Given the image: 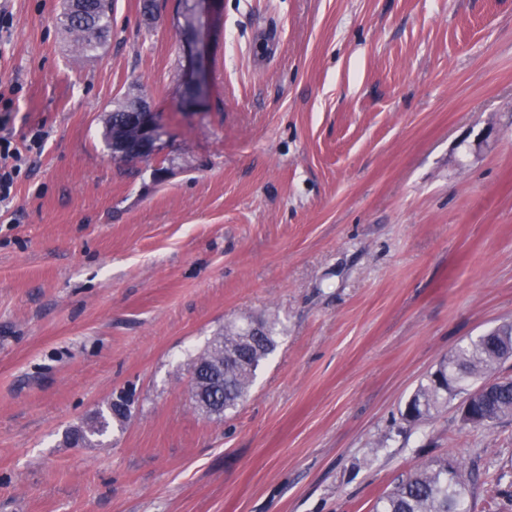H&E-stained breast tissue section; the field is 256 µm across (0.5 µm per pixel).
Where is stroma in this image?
I'll list each match as a JSON object with an SVG mask.
<instances>
[{"label":"stroma","mask_w":512,"mask_h":512,"mask_svg":"<svg viewBox=\"0 0 512 512\" xmlns=\"http://www.w3.org/2000/svg\"><path fill=\"white\" fill-rule=\"evenodd\" d=\"M115 0L77 54L62 0H0V512H372L451 457L512 512V419H403L457 345L512 320V0H223L185 111L178 0ZM274 32L260 53L257 37ZM147 93L159 155L114 159ZM278 345L223 418L189 364L230 324ZM103 445L77 428L122 390ZM26 159L14 144L9 133L0 134V202L11 197L15 178L21 172Z\"/></svg>","instance_id":"35a3bbf8"}]
</instances>
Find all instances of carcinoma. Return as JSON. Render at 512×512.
Returning a JSON list of instances; mask_svg holds the SVG:
<instances>
[{
    "instance_id": "obj_1",
    "label": "carcinoma",
    "mask_w": 512,
    "mask_h": 512,
    "mask_svg": "<svg viewBox=\"0 0 512 512\" xmlns=\"http://www.w3.org/2000/svg\"><path fill=\"white\" fill-rule=\"evenodd\" d=\"M112 0H68L62 23L73 36L80 54L102 47L111 30ZM124 103L105 118L106 141H111L115 127H127L135 138V128L128 122ZM262 338L254 343L243 340L241 329L229 326L209 342L192 363L193 397L220 403L224 413L236 409L248 395L263 360L275 349L276 340L269 322L260 321ZM512 349V323H503L488 333L458 346L443 359L426 382L419 385L405 407V418L421 421L456 397L466 396L492 382L494 387L474 403L469 424L480 426L512 417V378L496 375L498 367ZM128 408L112 402L108 412L92 415L86 428L74 429L70 437L77 443L90 444L104 435L112 422L123 423ZM465 471L461 463L446 459L431 461L408 474L391 491L380 496L374 512H467Z\"/></svg>"
}]
</instances>
